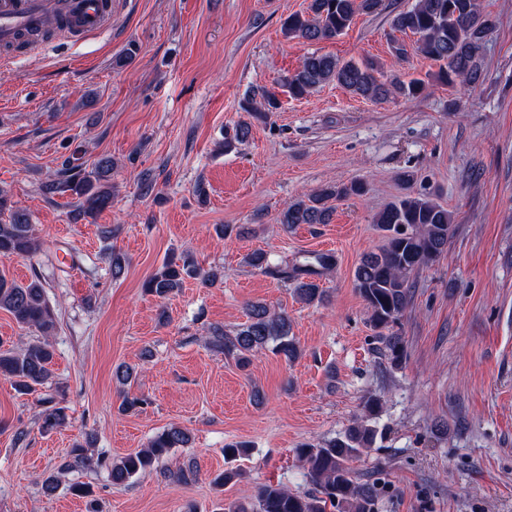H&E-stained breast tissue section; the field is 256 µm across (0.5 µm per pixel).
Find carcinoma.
<instances>
[{
  "mask_svg": "<svg viewBox=\"0 0 512 512\" xmlns=\"http://www.w3.org/2000/svg\"><path fill=\"white\" fill-rule=\"evenodd\" d=\"M383 0H310L307 12L288 15L283 31L289 39L314 42L332 39L348 29L359 13L372 14L382 9ZM392 30L416 36V51L440 63L436 79L448 85L458 81L479 82L483 74L480 46L493 22L481 10L478 0H415L414 4L393 16ZM378 64L371 60L342 62L331 55L311 53L301 60L285 80L292 98H302L311 91L335 83L349 93L372 101L391 97L416 98L425 89L420 79L405 81L397 75L387 79L375 76ZM262 102L244 111L259 119L278 108L274 94L263 87L253 91ZM251 125L238 121L224 130V151L245 143ZM112 160L102 157L89 172L61 182L47 180L42 194L52 198L66 192L77 198L71 213L75 220L92 217L111 207ZM365 184L351 182L330 185L297 200L282 212L280 223L328 224L333 208L328 201L361 196ZM374 224L386 240L379 252L364 255L354 270V286L370 311V325L384 345V356L394 365L406 357L404 340L395 330L412 300L413 279L423 267L435 262L448 248L453 231V214L436 201L431 192H406L386 204L374 217ZM40 250L34 226L26 214L13 209L0 190V256H30ZM247 263L266 274L281 275L294 282L293 292L307 304H320L325 291L313 277L331 272L336 265L331 253H310L288 270L272 264L266 252L249 254ZM188 279H199L213 286L222 281L217 268L204 269L188 256H171L143 283L144 290L165 299ZM0 309L15 322L34 328L41 338L18 348L0 350V376L12 382L21 394H29L49 382L54 350L50 341L56 326V314L50 305L40 276L18 284L0 276ZM206 343L239 366L250 363L253 352L272 347L290 361L299 350L291 337V321L285 312H275L261 303L247 308V320L230 334L213 326ZM381 407L374 396L363 402L362 414L343 433L321 443H303L296 449L307 477L315 485L312 492L294 493L280 483H266L253 493L231 501H218L213 512H375L382 487L375 480H359L354 463L376 442L377 430L371 424ZM69 421L67 407L55 403L42 414L41 429L50 431ZM190 433L171 426L154 436L146 449L105 463L112 483L126 484L140 472L166 457L173 448H187ZM84 446L75 444L64 458L60 471L84 467Z\"/></svg>",
  "mask_w": 512,
  "mask_h": 512,
  "instance_id": "cac0c4a2",
  "label": "carcinoma"
}]
</instances>
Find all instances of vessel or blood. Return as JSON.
<instances>
[{
    "instance_id": "vessel-or-blood-1",
    "label": "vessel or blood",
    "mask_w": 512,
    "mask_h": 512,
    "mask_svg": "<svg viewBox=\"0 0 512 512\" xmlns=\"http://www.w3.org/2000/svg\"><path fill=\"white\" fill-rule=\"evenodd\" d=\"M60 18L69 33L91 34L112 24V0H0V43L18 31Z\"/></svg>"
}]
</instances>
